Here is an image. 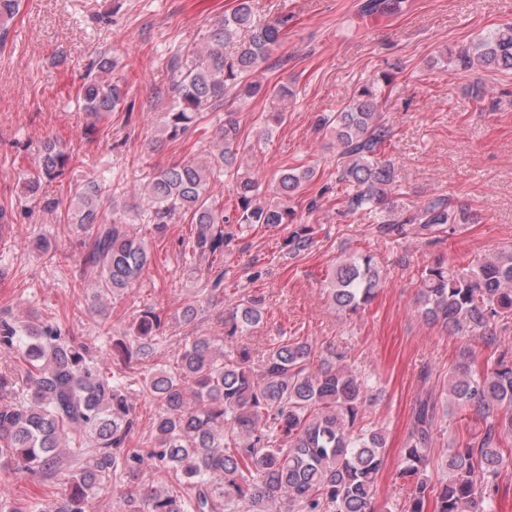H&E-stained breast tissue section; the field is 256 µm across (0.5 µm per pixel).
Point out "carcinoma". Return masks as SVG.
I'll use <instances>...</instances> for the list:
<instances>
[{
  "label": "carcinoma",
  "mask_w": 512,
  "mask_h": 512,
  "mask_svg": "<svg viewBox=\"0 0 512 512\" xmlns=\"http://www.w3.org/2000/svg\"><path fill=\"white\" fill-rule=\"evenodd\" d=\"M20 4L0 0V50ZM290 20L286 14L263 20L250 0H238L205 46L174 54L163 136L179 138L205 112L224 105L226 94L240 101L259 94L262 84L254 75L288 34ZM454 67L512 72V23L455 53ZM117 68L106 54L88 64L79 99L93 128L123 109L127 91L114 76ZM394 81L395 74L385 72L361 86L341 110L316 119L317 130L328 132L336 148L338 182L346 185L338 201L346 213L392 211L397 179L388 152L395 131L379 108ZM220 141L218 152L200 161L160 169L144 193V217L154 231L163 232L177 218L195 225L193 270L215 288L226 272L213 270L236 235L224 204L209 191L224 173L236 172V224L294 225L284 241L293 254L309 250L315 234L312 225L295 223L288 199L303 192L316 167L279 171L268 184L274 200L265 201L259 179L242 170L240 126L232 110L224 112ZM68 164V155L43 143L27 191L63 177ZM107 194L100 181L85 182L62 218L79 237L82 264L98 272V300L131 290L151 260L148 243L130 233L127 218L115 208L109 216L102 210ZM472 220L469 209L439 194L410 215L386 221V231L417 224L420 234L434 238ZM382 281L374 255L354 252L336 261L325 291L334 309L357 314L371 304ZM206 301L211 298L198 294L185 300L175 352L139 378L106 373L101 362L110 355L126 366L152 359L165 326L155 308L140 311L130 334L112 338L111 348L97 356L62 336L54 323L34 326L0 316V353L11 357L0 363V472L38 485L67 472L55 498L15 503L1 495L0 512H90L105 491L122 505L121 512H373L387 440L382 429L364 424L369 379L343 364L341 355L314 362L316 351L306 341L255 347L250 331L265 308L254 295L239 297L225 312L224 335L200 334L197 318ZM418 304L427 321L494 347L497 329L512 321V247L465 267L440 259L424 266ZM134 385L156 405L147 451L131 446L139 422L129 395ZM448 399L473 411L483 427L437 460L443 478L435 485L426 469L442 401ZM402 464L401 475L409 479L403 512H425L430 503L433 512H490L497 478L512 467V354L499 353L482 371L463 362L448 372L439 399L429 396L416 408ZM148 467L175 488L141 484L132 491L117 485L123 476L137 481Z\"/></svg>",
  "instance_id": "1"
}]
</instances>
